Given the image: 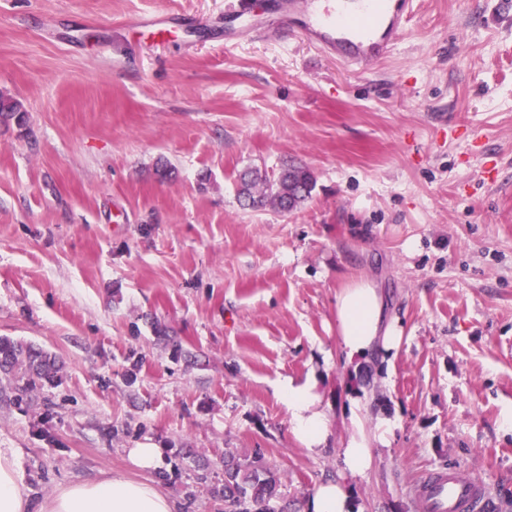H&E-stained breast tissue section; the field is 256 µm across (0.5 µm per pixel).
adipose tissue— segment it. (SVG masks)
<instances>
[{
    "mask_svg": "<svg viewBox=\"0 0 512 512\" xmlns=\"http://www.w3.org/2000/svg\"><path fill=\"white\" fill-rule=\"evenodd\" d=\"M382 316V298L371 284L362 282L339 294L336 319L347 358L367 355L378 342L389 351L398 348L401 338L396 328L383 327ZM278 390L288 409L292 434L309 453H318L329 435V421L315 382L288 378ZM23 481L21 454L14 448H0V512H175L172 500L158 486L121 476L71 483L35 509L22 490ZM354 508L350 488L327 481L318 486L303 512H353Z\"/></svg>",
    "mask_w": 512,
    "mask_h": 512,
    "instance_id": "1",
    "label": "adipose tissue"
}]
</instances>
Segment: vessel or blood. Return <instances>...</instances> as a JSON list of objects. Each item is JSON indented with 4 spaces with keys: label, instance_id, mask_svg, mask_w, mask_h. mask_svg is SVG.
<instances>
[{
    "label": "vessel or blood",
    "instance_id": "1",
    "mask_svg": "<svg viewBox=\"0 0 512 512\" xmlns=\"http://www.w3.org/2000/svg\"><path fill=\"white\" fill-rule=\"evenodd\" d=\"M412 0H277L260 33L275 37L296 20L300 32L329 57L361 68L386 58L409 20ZM418 496L428 512H481L486 485L462 478L455 469L426 478Z\"/></svg>",
    "mask_w": 512,
    "mask_h": 512
}]
</instances>
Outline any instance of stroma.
Masks as SVG:
<instances>
[{"label": "stroma", "instance_id": "1", "mask_svg": "<svg viewBox=\"0 0 512 512\" xmlns=\"http://www.w3.org/2000/svg\"><path fill=\"white\" fill-rule=\"evenodd\" d=\"M224 2L0 0V94L28 117L0 122V336L62 366L20 402L0 376L31 504L113 474L224 512L225 453L258 450L302 512L356 413L370 438L396 422L348 482L357 512H422L450 467L512 512V0H414L364 72L292 27L227 44ZM287 164L314 177L301 208L240 202L244 170ZM362 281L402 341L357 367L336 300ZM287 377L317 385L319 453ZM145 444L148 474L126 457ZM278 390L288 409L292 434L309 453H319L329 435V421L320 406L316 383L296 382L288 377L279 384ZM130 464L140 471H155L160 467L162 451L160 448L145 446L127 449Z\"/></svg>", "mask_w": 512, "mask_h": 512}]
</instances>
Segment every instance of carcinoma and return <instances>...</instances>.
<instances>
[{"label":"carcinoma","instance_id":"1","mask_svg":"<svg viewBox=\"0 0 512 512\" xmlns=\"http://www.w3.org/2000/svg\"><path fill=\"white\" fill-rule=\"evenodd\" d=\"M25 116L18 101L0 95L1 120L13 119L21 126ZM313 187L310 171L295 165L283 166L273 179L257 167L239 177V197L253 208L270 203L285 212L295 210L308 200ZM0 372L13 378L16 389L26 395L58 384L60 365L40 348L1 336ZM276 486L261 453L242 460L229 455L224 457V484L214 486L211 494L224 498L226 512H275L271 502L276 498Z\"/></svg>","mask_w":512,"mask_h":512}]
</instances>
